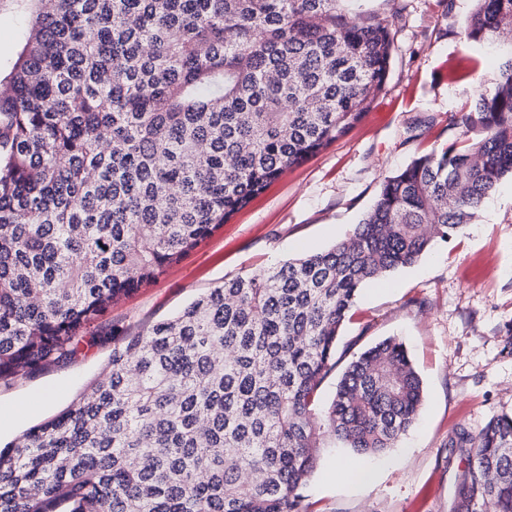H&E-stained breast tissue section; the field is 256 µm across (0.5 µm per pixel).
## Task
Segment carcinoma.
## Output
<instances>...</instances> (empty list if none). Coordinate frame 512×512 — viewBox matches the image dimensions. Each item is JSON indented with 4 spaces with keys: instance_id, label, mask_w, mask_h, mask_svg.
<instances>
[{
    "instance_id": "carcinoma-1",
    "label": "carcinoma",
    "mask_w": 512,
    "mask_h": 512,
    "mask_svg": "<svg viewBox=\"0 0 512 512\" xmlns=\"http://www.w3.org/2000/svg\"><path fill=\"white\" fill-rule=\"evenodd\" d=\"M0 73V379L76 353L112 303L153 282L288 169L346 136L383 91L394 10L357 0H28ZM493 88L462 140L384 180L330 249L236 276L112 348L66 410L0 449V512H308L330 438L378 455L415 423L397 338L354 357L317 409L363 285L474 223L512 178V0H473ZM449 447L451 512H512V413Z\"/></svg>"
}]
</instances>
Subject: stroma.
Instances as JSON below:
<instances>
[{
    "instance_id": "1",
    "label": "stroma",
    "mask_w": 512,
    "mask_h": 512,
    "mask_svg": "<svg viewBox=\"0 0 512 512\" xmlns=\"http://www.w3.org/2000/svg\"><path fill=\"white\" fill-rule=\"evenodd\" d=\"M396 8L402 20L388 79L362 121L288 170L153 284L108 308L110 338H82L68 362L0 380L1 446L71 405L102 373L115 340L145 333L224 280L330 248L373 206L386 177L458 140L457 111L498 75L496 54L483 52L470 77H448L471 52L464 29L473 0L361 4L380 18ZM28 17L26 0H0L1 68L13 61ZM387 337L404 342L421 378L419 420L376 456L325 440L301 489L310 512H450L457 467L449 438L512 412L511 179L485 200L475 223L362 288L337 350L357 354ZM343 464L367 472V483L337 480Z\"/></svg>"
}]
</instances>
